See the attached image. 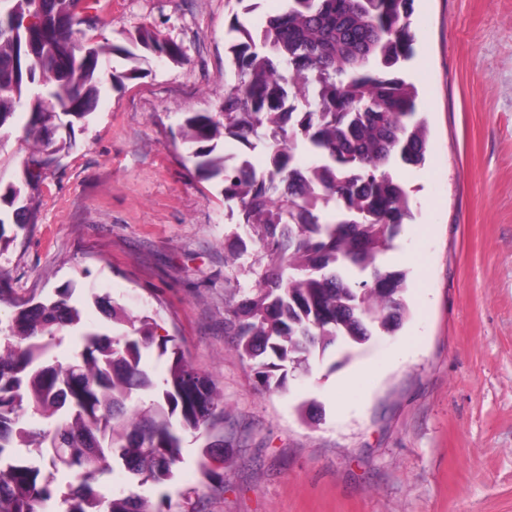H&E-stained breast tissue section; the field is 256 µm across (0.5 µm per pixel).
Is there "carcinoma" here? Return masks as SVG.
Masks as SVG:
<instances>
[{
    "label": "carcinoma",
    "mask_w": 512,
    "mask_h": 512,
    "mask_svg": "<svg viewBox=\"0 0 512 512\" xmlns=\"http://www.w3.org/2000/svg\"><path fill=\"white\" fill-rule=\"evenodd\" d=\"M283 11L257 29L234 14L229 32L234 82L217 112H191L182 140L201 179L224 184L237 202L242 234L224 248L234 272L247 246L259 267L255 286L225 300L235 349L260 387L284 392L296 373L312 374L331 348L362 344L409 318L406 273L384 255L414 219L406 189L390 169L418 166L428 127L416 87L399 76L414 55V0H284ZM98 0H0V132L16 111L30 114L27 136L38 157L25 183L0 193L5 225L34 219L25 187L57 163L63 147L49 138L61 116L83 120L104 84L122 82L110 56L138 58L142 48L177 60L182 48L146 27L131 46L83 42L100 23ZM248 149L261 142L269 166L231 164L218 141ZM15 308L0 335V512H42L54 474L77 485L67 512H163L140 495L100 497L94 485L124 468L142 484L174 476L187 431L208 429L224 415L214 381L195 369L169 338L157 339L145 317L112 303V337L83 333L79 359L52 355L61 331L80 323L68 292ZM170 354L161 383L142 366L152 347ZM151 392L149 407L135 403ZM47 420L30 426L29 416ZM19 442L40 449L43 465L14 455Z\"/></svg>",
    "instance_id": "cac0c4a2"
}]
</instances>
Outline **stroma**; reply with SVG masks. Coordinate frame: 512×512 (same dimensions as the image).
<instances>
[{"label": "stroma", "mask_w": 512, "mask_h": 512, "mask_svg": "<svg viewBox=\"0 0 512 512\" xmlns=\"http://www.w3.org/2000/svg\"><path fill=\"white\" fill-rule=\"evenodd\" d=\"M230 0H100L92 42L141 27L183 49L106 88L86 121H55L66 144L32 190L35 220L0 242L13 300L70 290L108 334L100 300L150 316L224 395V418L185 434L172 481L115 469L96 492L132 491L171 512H512V0H414L413 82L430 143L396 166L414 219L386 255L406 271L411 318L328 350L288 393L259 390L224 323V244L237 230L222 183L201 179L181 126L217 109L232 79ZM29 115L0 138V183L25 179ZM368 371H361L363 362ZM222 441L223 460L207 458ZM223 468L211 484L205 468Z\"/></svg>", "instance_id": "35a3bbf8"}]
</instances>
